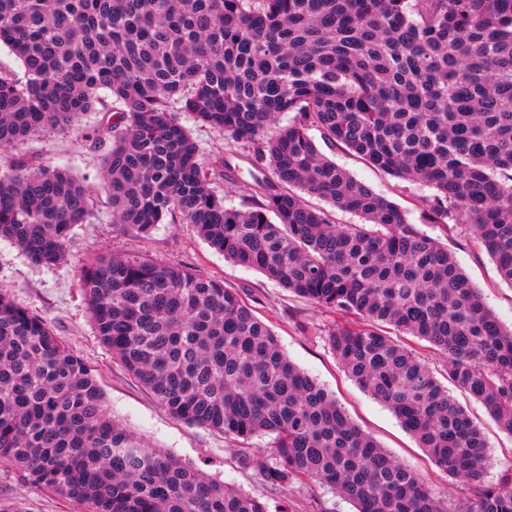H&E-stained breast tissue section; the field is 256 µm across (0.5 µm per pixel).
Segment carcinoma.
I'll return each instance as SVG.
<instances>
[{"label": "carcinoma", "instance_id": "1", "mask_svg": "<svg viewBox=\"0 0 512 512\" xmlns=\"http://www.w3.org/2000/svg\"><path fill=\"white\" fill-rule=\"evenodd\" d=\"M0 238L35 262L66 257L94 215L62 169L4 154L90 112L116 230L191 224L224 259L340 315L328 344L433 462L471 484L472 512H512V479L482 484L486 443L417 351L512 434V328L448 248L326 157L308 131L434 190L423 218L470 226L512 285V0H0ZM267 161L244 209L211 181L177 111ZM294 113L282 126L279 117ZM354 214L336 223L310 199ZM81 288L101 341L175 418L246 443L259 475L317 483L355 512H442L421 477L354 425L281 350L252 306L185 266L100 255ZM0 463L87 512H268L265 502L146 446L108 410L95 369L0 295Z\"/></svg>", "mask_w": 512, "mask_h": 512}]
</instances>
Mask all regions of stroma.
Instances as JSON below:
<instances>
[{
    "instance_id": "35a3bbf8",
    "label": "stroma",
    "mask_w": 512,
    "mask_h": 512,
    "mask_svg": "<svg viewBox=\"0 0 512 512\" xmlns=\"http://www.w3.org/2000/svg\"><path fill=\"white\" fill-rule=\"evenodd\" d=\"M179 120L191 132L204 158L220 155L227 162L223 178L213 184L223 194L226 205L245 207L255 177L268 170L266 162L255 158L252 151L242 149L223 132L199 122L191 113H180ZM105 123L103 114L91 113L71 129L30 137L18 144L14 152L32 157L40 166L51 169L70 164L74 177L98 187L102 153L94 147L90 136L93 129ZM312 137L320 151L337 165L377 194L399 204L410 223L421 224V201L431 195V188L384 174L348 150L322 141L320 132H313ZM422 226L424 232L447 245L459 267L504 325H512V286L501 282L490 257L474 246L468 225H457L450 232L440 224ZM99 254L159 259L222 280L226 288L238 292L252 304L292 362L334 395L354 423L425 480L445 512H466L475 505L473 488L439 470L394 414L340 369L326 342L333 314L296 297L258 271L226 261L222 253L197 237L192 225L160 224L146 236L116 231L106 194L99 191L94 218L74 228L67 245V258L60 264L34 263L10 241L0 238V294L45 319L54 333L96 370L111 414L144 444L201 469L218 482L260 497L267 502L269 512H278L284 503L291 512H353L351 504L316 484L298 491H270L258 472L259 450L266 447L267 438L253 439L251 449L247 450L241 442L227 439L222 433L180 421L127 374L111 349L101 342L80 287L82 265ZM452 395L484 434L491 454L485 483L496 485L511 477L512 434L500 429L482 405L464 391L456 388ZM246 454L251 457L247 465L241 462ZM0 512H83V509L30 483L15 467L0 463Z\"/></svg>"
}]
</instances>
